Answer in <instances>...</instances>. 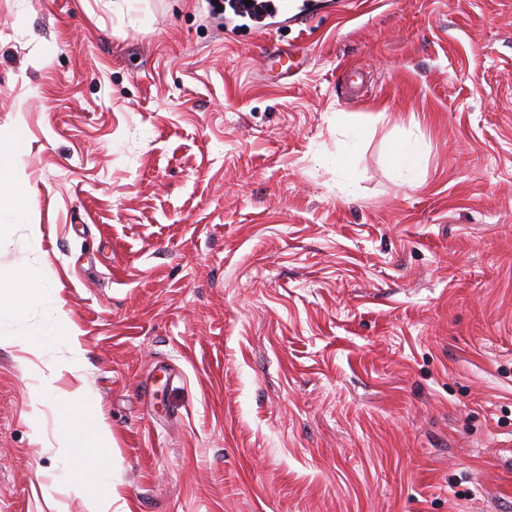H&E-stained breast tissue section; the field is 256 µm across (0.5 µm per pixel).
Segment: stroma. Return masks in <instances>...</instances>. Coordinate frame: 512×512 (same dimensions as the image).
<instances>
[{
  "instance_id": "obj_1",
  "label": "stroma",
  "mask_w": 512,
  "mask_h": 512,
  "mask_svg": "<svg viewBox=\"0 0 512 512\" xmlns=\"http://www.w3.org/2000/svg\"><path fill=\"white\" fill-rule=\"evenodd\" d=\"M301 44L295 76L263 47ZM0 512H84L16 340L76 334L115 512H512V0H0ZM412 142L419 166L398 164ZM38 262L57 306L11 307ZM23 147L22 134L17 130L0 136V210L9 209L15 217L24 219L28 213L26 187L16 168V157Z\"/></svg>"
}]
</instances>
